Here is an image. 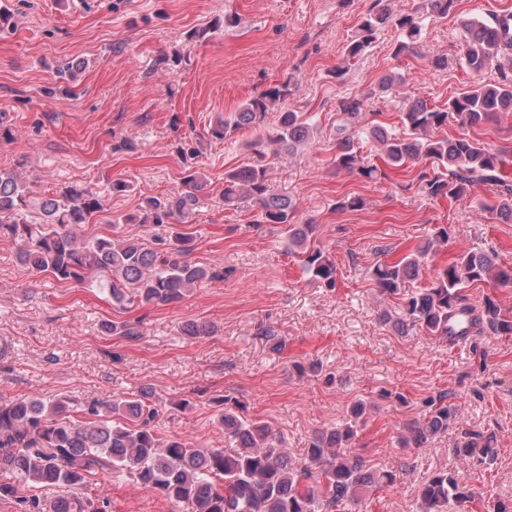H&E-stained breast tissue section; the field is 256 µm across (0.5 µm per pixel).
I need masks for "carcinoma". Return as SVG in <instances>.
Here are the masks:
<instances>
[{"label": "carcinoma", "mask_w": 512, "mask_h": 512, "mask_svg": "<svg viewBox=\"0 0 512 512\" xmlns=\"http://www.w3.org/2000/svg\"><path fill=\"white\" fill-rule=\"evenodd\" d=\"M457 0H424L420 9L393 15L383 0H373L358 31L343 49V65L335 72L341 80L356 66L378 31L398 32L393 54L413 51L421 41L424 20L445 18ZM512 14L488 21L467 20L459 48V62L473 76L470 88L442 105L417 98L400 112V127L364 122L368 99L392 92L403 94L407 84L400 73L381 76L365 95L339 99L336 109V168L369 181L387 177L386 170L418 166L413 177L427 197L450 202L467 195L477 184L499 188V196L482 203L493 218H512V163L470 137L465 129L479 126L497 112L512 111ZM499 65L494 84L484 72ZM288 85L268 88L243 103L233 120L219 117L211 137L224 139L237 130L250 129L263 137L269 113L279 111L275 134L267 136L272 153L293 156L314 143L317 127L300 112L285 108ZM455 123L459 135L438 137ZM377 144L372 159L358 152L359 144ZM202 175L186 169L189 191L171 197H148L135 214L116 224H177L196 204L193 189ZM252 202L260 209L259 224H281L288 234V253L297 258L313 279L336 287V264L316 244L317 225L294 222L296 204L271 187L267 164H256L224 175V203ZM102 203L87 187H66L58 195L30 201L26 183L17 172L0 170V237L17 245L18 262L46 272L59 282L86 280L105 288L119 308L174 303L205 282L224 279V272L192 264L185 256L194 238L173 232L148 246L137 238L84 237L83 227L99 213ZM448 240L444 227L414 250L372 270L379 293L401 302L395 320L401 332L419 328L432 336L463 343L473 335L512 336V315L502 312L490 295L480 305L470 302L466 289L483 284L491 288L512 284V266H499L495 257L470 250L455 255L432 277L429 286L409 290L429 255ZM428 414L409 429L403 446L421 447L430 438L457 425V407L445 397L427 401ZM372 404L354 402L348 419L338 428L316 435L299 457L283 447L272 427L248 420L231 408L218 419L234 448H195L182 439H166L155 431L159 415L152 394L145 391L109 403L74 398L0 399V470L15 481L0 484V499L12 498L22 512H102L90 498L62 490L85 486L97 475L128 473L136 483L154 491L174 506L189 504L193 512H349L371 493L391 484L396 475L366 464L352 452L358 428ZM457 457L472 471H483L497 456L495 437L463 430L455 448ZM477 491L450 470L432 473L422 484L424 512H466Z\"/></svg>", "instance_id": "1"}]
</instances>
